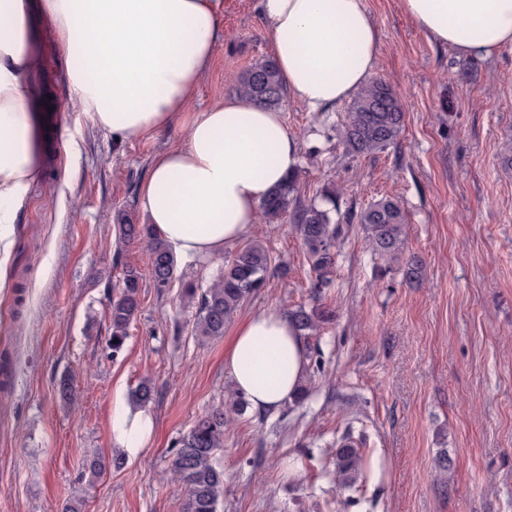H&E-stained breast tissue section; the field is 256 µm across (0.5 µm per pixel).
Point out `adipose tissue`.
I'll list each match as a JSON object with an SVG mask.
<instances>
[{
    "instance_id": "ef3b65f1",
    "label": "adipose tissue",
    "mask_w": 512,
    "mask_h": 512,
    "mask_svg": "<svg viewBox=\"0 0 512 512\" xmlns=\"http://www.w3.org/2000/svg\"><path fill=\"white\" fill-rule=\"evenodd\" d=\"M435 42L479 58L512 46V0H401ZM271 55L291 101L310 111L354 97L373 77L379 33L363 0H261ZM49 21L75 111L115 140L171 130L193 100L224 29V0H0V291L15 224L41 178L38 109L29 74L36 20ZM300 162L281 110L242 95L197 113L182 144L156 156L139 205L175 259L203 260L247 238L259 206ZM309 364L287 314L241 321L224 372L254 414L295 398ZM154 429L144 408H120L112 426L123 455L139 458Z\"/></svg>"
}]
</instances>
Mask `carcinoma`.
I'll return each mask as SVG.
<instances>
[{
	"label": "carcinoma",
	"mask_w": 512,
	"mask_h": 512,
	"mask_svg": "<svg viewBox=\"0 0 512 512\" xmlns=\"http://www.w3.org/2000/svg\"><path fill=\"white\" fill-rule=\"evenodd\" d=\"M237 93L260 106L281 105L284 90L274 62L255 63L239 76ZM404 104L393 88L382 79H373L353 98L340 132L346 153L354 156L372 155L396 143L403 128ZM300 171L289 175L261 204V214L269 224L293 225L314 279L315 298L321 289L332 283L336 256L351 224H359L373 250L383 258L401 255L406 238L404 211L398 201L385 197L370 203L358 213L348 212L335 219L336 185L324 189L322 202H303L294 198ZM118 239L124 244L145 243L153 287L159 293L171 287L175 279L176 260L155 235L151 225L123 220L118 224ZM273 258L259 240L240 247L224 261V267L206 287L187 283L182 288L184 302L195 306L196 335L210 339L224 335V327L242 305L261 288L272 270L286 272L283 264L272 265ZM140 274L128 267L123 273L118 296L112 301L110 343L113 355L124 348L131 323L140 310ZM290 321L300 335L309 340L335 319L334 312L324 306L299 305L288 311ZM131 399L140 406L154 399V387L141 381L132 391ZM244 398L234 391L225 394L224 407L215 408L199 418L178 442L172 473L186 491L183 512H218L224 495V470L217 463V452L224 448V426L230 415L246 411ZM365 457L359 444L352 440L351 427H346L336 441L335 481L343 489L356 487L365 478Z\"/></svg>",
	"instance_id": "carcinoma-1"
}]
</instances>
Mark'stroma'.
<instances>
[{
    "label": "stroma",
    "mask_w": 512,
    "mask_h": 512,
    "mask_svg": "<svg viewBox=\"0 0 512 512\" xmlns=\"http://www.w3.org/2000/svg\"><path fill=\"white\" fill-rule=\"evenodd\" d=\"M224 32L196 95L169 133L114 141L87 117L58 104L67 74L54 33L38 24L33 72L42 177L18 214L11 273L23 294L0 296V356L12 384L0 395V512H183L170 478L176 444L229 381L224 350L236 328L203 340L183 283L208 285L223 257L177 265L157 293L138 244H122L118 216L145 223L138 191L155 156L180 142L191 116L233 95L234 79L270 59L260 0H224ZM380 42L376 75L404 103L396 144L346 155L339 128L349 109L319 112L283 102L300 140L302 201L328 185L339 212L397 199L407 219L401 259L373 254L352 225L336 274L314 298L313 274L291 225H255L287 274L237 316L322 301L336 319L312 340L323 370L301 402L271 415L244 413L224 432L219 512H512V48L487 58L432 41L401 0H364ZM76 149H69V140ZM421 260L420 280L406 276ZM141 275V309L120 355L110 347L109 308L125 267ZM71 377L73 400L58 384ZM155 433L137 460L119 459L116 411L141 380ZM364 434L371 469L359 488L339 490L331 445ZM452 464L435 469L441 454ZM99 459L100 475L89 462ZM298 460L289 482L281 472Z\"/></svg>",
    "instance_id": "stroma-1"
}]
</instances>
